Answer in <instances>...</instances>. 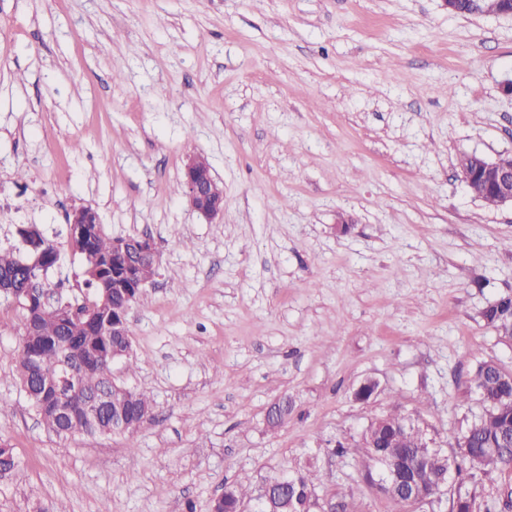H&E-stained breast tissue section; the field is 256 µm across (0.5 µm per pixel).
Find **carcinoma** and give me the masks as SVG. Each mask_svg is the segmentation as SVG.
Returning a JSON list of instances; mask_svg holds the SVG:
<instances>
[{
  "label": "carcinoma",
  "mask_w": 512,
  "mask_h": 512,
  "mask_svg": "<svg viewBox=\"0 0 512 512\" xmlns=\"http://www.w3.org/2000/svg\"><path fill=\"white\" fill-rule=\"evenodd\" d=\"M512 9L506 0H459L462 15L478 12L499 15ZM70 246L81 259L83 303L75 306L58 300L53 305L42 302L46 283L42 274L60 260L55 243L40 238L44 251L42 267L31 266L32 259L21 256V250H0V293L17 295L25 311L22 346L17 365L19 385L28 404L40 421L58 439L64 441L76 433L104 435L112 433V414L116 406L123 409L126 430L139 428L151 418L153 406L141 392L112 380V365L130 358L128 336L112 335V320L120 317L118 308L128 293L141 296L155 273V258L122 238L108 236L99 224L97 212L91 208L79 217L68 216ZM485 322L499 336L512 341V296L495 300L482 313ZM68 365L77 372L84 394H108L112 403L93 422L83 420L79 402L71 403L72 415L55 413L58 398L54 387L57 372ZM466 393H475L482 410L461 435L448 436V447L460 449V455L449 460L432 456L428 449L418 447L420 433L407 429L406 417L391 413L372 420L364 431V452L371 461L364 481L377 492L374 476L382 461H401L412 476L416 492L433 494L440 476L455 469L457 475L467 473L475 479L490 480L505 471L512 473V372L493 361L478 363L466 386ZM18 467L13 448L0 443V474H9ZM295 509L317 496L314 475L297 471L288 475L285 486ZM250 498L239 484L224 487V497L209 505V512H238L241 501ZM476 499L469 492L457 491L450 500V512H476Z\"/></svg>",
  "instance_id": "cac0c4a2"
}]
</instances>
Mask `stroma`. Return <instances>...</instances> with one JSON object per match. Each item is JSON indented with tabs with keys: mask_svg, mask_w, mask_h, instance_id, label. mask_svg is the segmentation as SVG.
Wrapping results in <instances>:
<instances>
[{
	"mask_svg": "<svg viewBox=\"0 0 512 512\" xmlns=\"http://www.w3.org/2000/svg\"><path fill=\"white\" fill-rule=\"evenodd\" d=\"M511 82L512 18L444 0H0V197L59 247L48 287L81 296L75 208L158 250L112 367L153 403L130 432L45 429L15 379L24 312L0 299V442L19 460L0 512H207L228 483L256 512L298 470L347 512H448L458 476L394 504L357 442L416 410L444 445L480 410L477 364L512 370L482 318L512 295V209L459 167L512 153ZM192 157L216 218L185 196ZM201 169L209 168L204 158H197ZM196 157L189 158L184 170L185 193L194 210L207 216L216 217L224 210V200L212 198L213 179L210 172H200Z\"/></svg>",
	"mask_w": 512,
	"mask_h": 512,
	"instance_id": "35a3bbf8",
	"label": "stroma"
}]
</instances>
